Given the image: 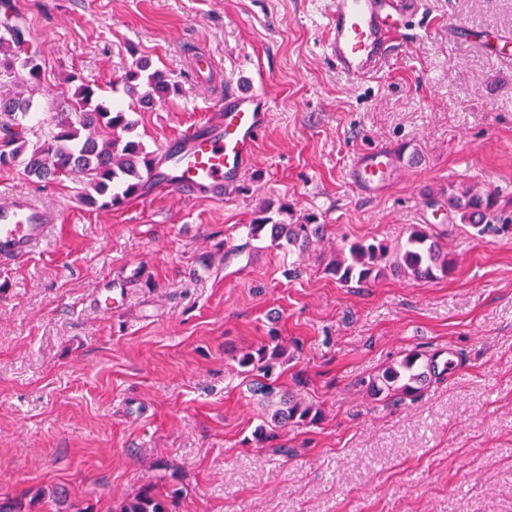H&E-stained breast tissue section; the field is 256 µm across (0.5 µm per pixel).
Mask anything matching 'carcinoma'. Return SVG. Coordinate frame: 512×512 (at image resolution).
I'll return each instance as SVG.
<instances>
[{
  "mask_svg": "<svg viewBox=\"0 0 512 512\" xmlns=\"http://www.w3.org/2000/svg\"><path fill=\"white\" fill-rule=\"evenodd\" d=\"M42 64L39 54L28 50L20 31L6 28L0 35V169L24 165L27 176L48 182L67 174L77 177L91 204L104 198L103 205L122 206L139 195L146 182L153 156L133 139L137 126L135 108H115L77 77L66 78L60 95L66 108L51 112L38 128H27L23 121L34 107V92L40 87ZM127 93L143 107L160 102L178 90L176 82L161 70H150L146 59H139L124 77ZM448 212L458 224L478 229L494 214L498 195L473 185H448ZM252 239L267 238L271 244L307 250L324 236V224H287L274 219L267 207L255 213L245 225ZM453 268L448 252L427 227L416 225L403 244L391 246L376 239H360L343 245L327 265L329 274L341 283L364 284L391 272L416 282L446 277ZM282 356L280 348L262 346L244 351L238 357L242 373L258 377L254 391L263 395L265 423L282 427L292 420L314 421L319 414L312 404L280 395L270 383ZM448 373V361L438 363L413 349L405 352L368 387L375 394H386L400 402L420 391L434 377ZM111 512H176L175 496L154 491L145 485L131 498L114 505Z\"/></svg>",
  "mask_w": 512,
  "mask_h": 512,
  "instance_id": "carcinoma-1",
  "label": "carcinoma"
}]
</instances>
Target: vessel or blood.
<instances>
[{
    "label": "vessel or blood",
    "instance_id": "1",
    "mask_svg": "<svg viewBox=\"0 0 512 512\" xmlns=\"http://www.w3.org/2000/svg\"><path fill=\"white\" fill-rule=\"evenodd\" d=\"M422 0H327L324 53L350 81L374 78L392 46L394 34L414 22ZM202 127L162 149L142 201L162 188L185 199H223L252 165L260 132L273 118V104L260 89L216 98ZM397 172L393 151L384 147L355 156L347 170L359 194H380ZM61 214L43 208L24 191L0 204V269L26 258L46 239Z\"/></svg>",
    "mask_w": 512,
    "mask_h": 512
}]
</instances>
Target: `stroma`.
I'll list each match as a JSON object with an SVG mask.
<instances>
[{
	"mask_svg": "<svg viewBox=\"0 0 512 512\" xmlns=\"http://www.w3.org/2000/svg\"><path fill=\"white\" fill-rule=\"evenodd\" d=\"M13 2L0 30L39 52V104L72 74L129 105L139 58L177 82L136 115L149 152L259 78L274 115L221 202L163 191L113 209L72 178L0 169V202L22 190L63 214L0 271V496L55 512L61 490L74 512H109L155 481L180 490L178 512H512V64L479 40L512 35V0H426L362 84L323 53L321 0ZM380 146L401 170L367 198L347 168ZM451 184L498 194L484 233L449 223ZM283 205L325 225L310 251L248 238L256 210ZM418 224L440 234L448 277L360 286L324 269L344 242L393 245ZM121 282L119 304L90 309L92 290ZM273 335L279 385L321 415L261 441L237 358ZM409 349L456 368L399 403L371 395Z\"/></svg>",
	"mask_w": 512,
	"mask_h": 512,
	"instance_id": "obj_1",
	"label": "stroma"
}]
</instances>
